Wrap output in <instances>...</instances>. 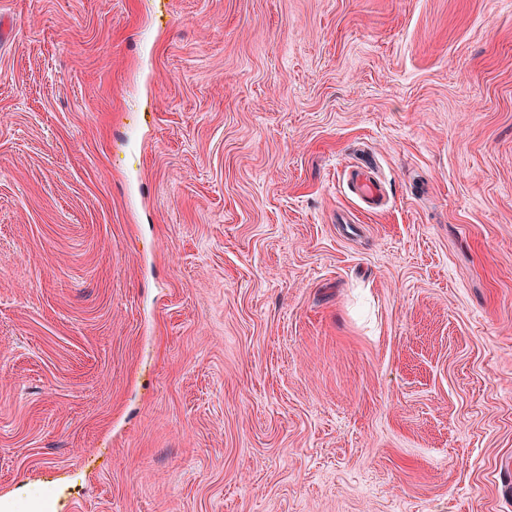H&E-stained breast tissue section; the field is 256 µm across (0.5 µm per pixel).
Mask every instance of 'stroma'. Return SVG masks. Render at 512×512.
Instances as JSON below:
<instances>
[{
	"instance_id": "1",
	"label": "stroma",
	"mask_w": 512,
	"mask_h": 512,
	"mask_svg": "<svg viewBox=\"0 0 512 512\" xmlns=\"http://www.w3.org/2000/svg\"><path fill=\"white\" fill-rule=\"evenodd\" d=\"M0 18V512H512V0ZM348 185L369 209H378L383 190L364 166H357L349 175Z\"/></svg>"
}]
</instances>
